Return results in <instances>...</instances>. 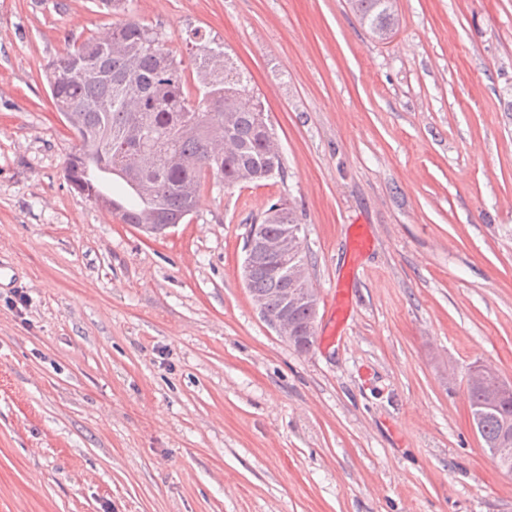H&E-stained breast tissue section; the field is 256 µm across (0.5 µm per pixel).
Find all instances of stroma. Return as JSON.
<instances>
[{
	"mask_svg": "<svg viewBox=\"0 0 512 512\" xmlns=\"http://www.w3.org/2000/svg\"><path fill=\"white\" fill-rule=\"evenodd\" d=\"M129 9L0 0V512H512L465 393L478 363L512 380V0H399L384 42L347 0ZM129 15L180 57L189 28L223 43L284 178L207 179L156 238L71 189L46 73ZM280 199L318 297L305 352L239 275Z\"/></svg>",
	"mask_w": 512,
	"mask_h": 512,
	"instance_id": "35a3bbf8",
	"label": "stroma"
}]
</instances>
